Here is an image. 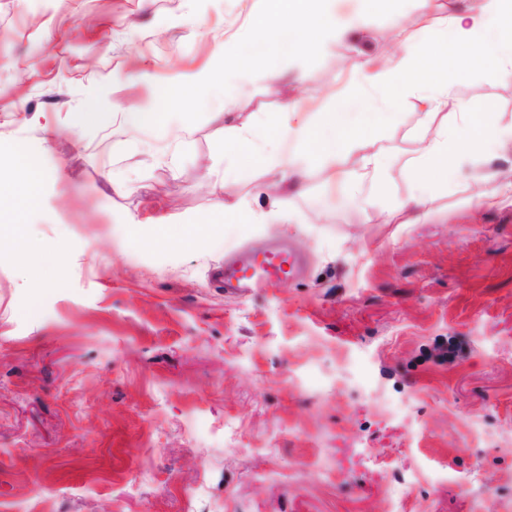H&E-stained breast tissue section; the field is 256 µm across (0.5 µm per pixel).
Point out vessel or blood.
<instances>
[{"label":"vessel or blood","instance_id":"b4317fda","mask_svg":"<svg viewBox=\"0 0 512 512\" xmlns=\"http://www.w3.org/2000/svg\"><path fill=\"white\" fill-rule=\"evenodd\" d=\"M300 258L290 247L275 244L261 251L244 253L233 265L225 266L224 285L242 292L252 288H274L292 279Z\"/></svg>","mask_w":512,"mask_h":512}]
</instances>
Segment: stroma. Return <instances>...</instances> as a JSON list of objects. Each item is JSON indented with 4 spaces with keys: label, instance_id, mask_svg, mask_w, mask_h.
<instances>
[{
    "label": "stroma",
    "instance_id": "stroma-1",
    "mask_svg": "<svg viewBox=\"0 0 512 512\" xmlns=\"http://www.w3.org/2000/svg\"><path fill=\"white\" fill-rule=\"evenodd\" d=\"M258 0H0V176L36 146V205L0 239V512H512V199L474 211L512 152L449 160L438 216L386 223L412 189L414 98L356 198L310 166L283 224L227 122L283 102L329 111L356 52H397L422 0L369 19L312 66L210 95L193 124L137 127L160 89L209 73ZM478 128H512V79L469 72ZM97 108L107 122L84 125ZM246 200L233 222L212 212ZM195 232L192 245L177 238ZM292 243L303 275L241 296L240 249Z\"/></svg>",
    "mask_w": 512,
    "mask_h": 512
}]
</instances>
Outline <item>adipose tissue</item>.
<instances>
[{
  "label": "adipose tissue",
  "instance_id": "ef3b65f1",
  "mask_svg": "<svg viewBox=\"0 0 512 512\" xmlns=\"http://www.w3.org/2000/svg\"><path fill=\"white\" fill-rule=\"evenodd\" d=\"M504 2L475 0L466 13L426 17L418 34L400 41L392 63L370 56L352 63V86L334 111L307 114L289 101L266 120L276 133L275 143L257 147L253 127L242 124L225 125V144L247 153L253 165L263 167L274 185L286 191L298 190L309 172L280 151L279 141L312 145L326 182L347 185L384 168L382 152L369 149L372 138L381 127L394 123L396 107L412 96L420 106V126H431L444 115L453 118L456 128L455 134L443 129L421 141L407 168L413 191L397 210L411 224L429 217L430 198L423 187L431 174L447 171L450 158L480 151L486 143L485 135L472 130L474 105L457 95L449 71L463 75L480 67L489 81L512 78V8L504 9ZM38 190L37 176L27 164H20L11 180H0V206L21 214Z\"/></svg>",
  "mask_w": 512,
  "mask_h": 512
}]
</instances>
